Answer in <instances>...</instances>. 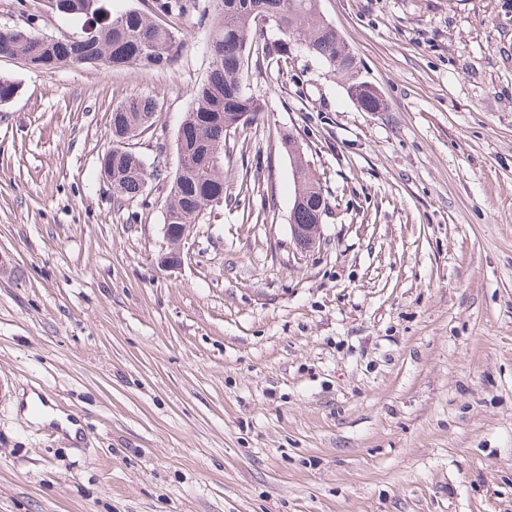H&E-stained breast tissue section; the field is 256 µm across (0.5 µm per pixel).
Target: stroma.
I'll return each instance as SVG.
<instances>
[{"mask_svg": "<svg viewBox=\"0 0 512 512\" xmlns=\"http://www.w3.org/2000/svg\"><path fill=\"white\" fill-rule=\"evenodd\" d=\"M320 11L380 111L296 44L251 70L265 112L172 271L165 187L115 204L100 161L113 107L154 96L135 150L174 174L195 18L171 71L0 55V512H512V0ZM31 13L80 29L39 0L0 28ZM286 134L328 201L307 253Z\"/></svg>", "mask_w": 512, "mask_h": 512, "instance_id": "obj_1", "label": "stroma"}]
</instances>
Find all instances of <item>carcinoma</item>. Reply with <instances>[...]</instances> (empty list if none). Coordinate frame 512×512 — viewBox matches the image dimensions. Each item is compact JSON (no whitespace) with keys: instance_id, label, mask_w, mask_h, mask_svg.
I'll use <instances>...</instances> for the list:
<instances>
[{"instance_id":"obj_1","label":"carcinoma","mask_w":512,"mask_h":512,"mask_svg":"<svg viewBox=\"0 0 512 512\" xmlns=\"http://www.w3.org/2000/svg\"><path fill=\"white\" fill-rule=\"evenodd\" d=\"M190 13L199 15L207 32L206 48L211 58L209 74L194 94L184 115L202 128V140L177 147L184 174L167 181L165 205L177 210L176 223L198 221L205 191L224 193V157L210 159L214 150H224L229 133L244 127L236 123L240 113L254 120L264 111V102L246 83L249 67L269 60L288 59L292 41H301L310 56L328 67L342 81L346 91L368 112L381 106L378 92L352 89L354 55L336 28L326 22L319 0H156L154 9L112 11L108 0H64L56 15L89 24L68 37L70 62L121 68L137 66L144 70H171L181 47L179 31L167 23ZM273 28L278 37L261 45L254 43L257 20ZM26 59L32 67L51 70L62 65L53 49V37L40 34L35 27L0 30V52ZM160 102L145 96L121 103L112 109V196L121 204L142 196L147 184L160 177L130 147L131 134L137 133L145 119L154 117ZM292 170L294 191L302 190L307 202L294 208L293 224H316L328 209L322 187L309 173L304 147L291 135L281 141Z\"/></svg>"}]
</instances>
